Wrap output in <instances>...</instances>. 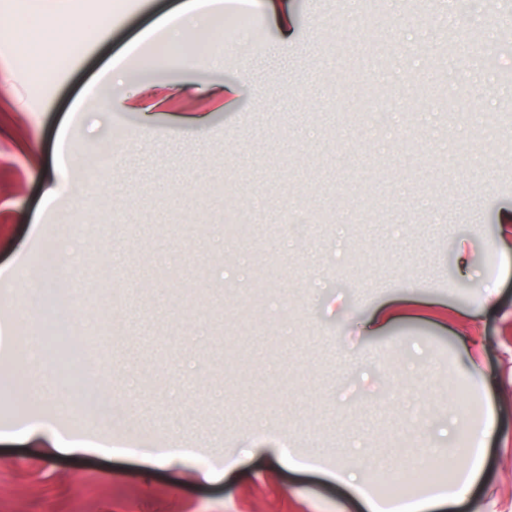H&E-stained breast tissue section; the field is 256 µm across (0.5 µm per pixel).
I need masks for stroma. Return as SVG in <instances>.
I'll return each mask as SVG.
<instances>
[{"mask_svg":"<svg viewBox=\"0 0 512 512\" xmlns=\"http://www.w3.org/2000/svg\"><path fill=\"white\" fill-rule=\"evenodd\" d=\"M181 0H0V100L17 128L0 129V267L76 239L69 276L31 267L90 337L98 380L76 410L16 387L24 370L16 322L26 294L0 280V428L38 419L90 445L47 455L38 441H0V512H363L326 474L264 456L287 442L310 459L366 445L360 475L448 463V385L460 351L451 308L476 317L486 400L508 443H491L484 477L454 512H512V376L497 345L512 310V251L496 226L512 217V0H480L450 25L454 0H288L292 37L255 0L241 48L210 47L211 22L164 52L142 31ZM68 15L80 39L28 43L19 18ZM111 84L113 109L85 89ZM232 83L238 95L208 98ZM404 111L379 123L369 99ZM71 167L51 208L57 152ZM82 188L68 223L70 187ZM321 213L331 224L315 223ZM298 221L288 235L279 224ZM244 236L224 232L226 221ZM475 254L456 263L460 241ZM249 253L248 298L226 287V255ZM497 309H483L485 286ZM402 318L373 331V309ZM407 342L410 381L425 402L413 428L388 348ZM180 438L186 465L154 467L144 452ZM234 465L211 482L203 463Z\"/></svg>","mask_w":512,"mask_h":512,"instance_id":"35a3bbf8","label":"stroma"}]
</instances>
